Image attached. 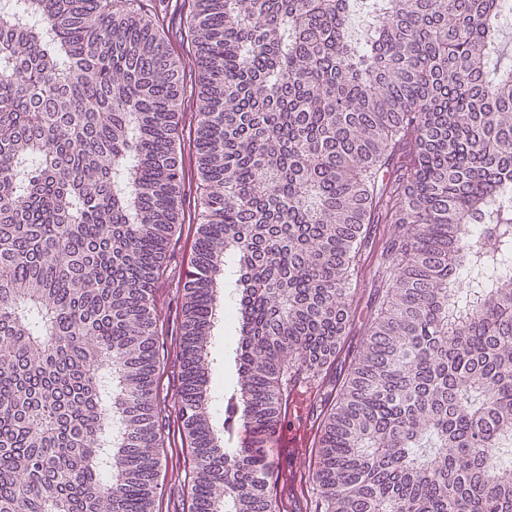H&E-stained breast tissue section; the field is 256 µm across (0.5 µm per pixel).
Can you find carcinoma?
I'll return each instance as SVG.
<instances>
[{
  "label": "carcinoma",
  "instance_id": "cac0c4a2",
  "mask_svg": "<svg viewBox=\"0 0 512 512\" xmlns=\"http://www.w3.org/2000/svg\"><path fill=\"white\" fill-rule=\"evenodd\" d=\"M132 2L0 3V512H154L151 292L180 220L183 85ZM357 8L193 3L203 194L179 355L191 512H276L266 441L283 380L336 355L378 215L396 230L321 422L320 512H512L504 0H378L359 39ZM231 257L244 372L218 421L211 338ZM245 427L249 445L230 447Z\"/></svg>",
  "mask_w": 512,
  "mask_h": 512
}]
</instances>
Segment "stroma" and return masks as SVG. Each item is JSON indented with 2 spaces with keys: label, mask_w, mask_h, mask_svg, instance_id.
<instances>
[{
  "label": "stroma",
  "mask_w": 512,
  "mask_h": 512,
  "mask_svg": "<svg viewBox=\"0 0 512 512\" xmlns=\"http://www.w3.org/2000/svg\"><path fill=\"white\" fill-rule=\"evenodd\" d=\"M151 17L157 24L170 51L181 60L183 94L179 101L180 116L178 161L184 172L182 194L183 220L179 224L164 261L162 276L152 291V304L157 324L160 368L157 389L161 407L160 451L161 478L156 507L158 512H188L189 489L187 486L188 447L186 433L178 413L179 393V341L182 323L183 281L192 258L197 237L198 201L200 190L196 170L193 133L197 113L198 73L194 67L190 14L192 0H146ZM383 224H372L361 252V283L351 306L350 321L331 359L319 372L321 383L316 409L323 412L335 404L340 388L365 335V325L371 309L375 307L377 290V254ZM234 327L217 322L212 338L210 367L211 388L214 392L212 406L221 411L223 392L232 390L239 378L237 363L225 353L226 336L237 335Z\"/></svg>",
  "instance_id": "stroma-1"
}]
</instances>
